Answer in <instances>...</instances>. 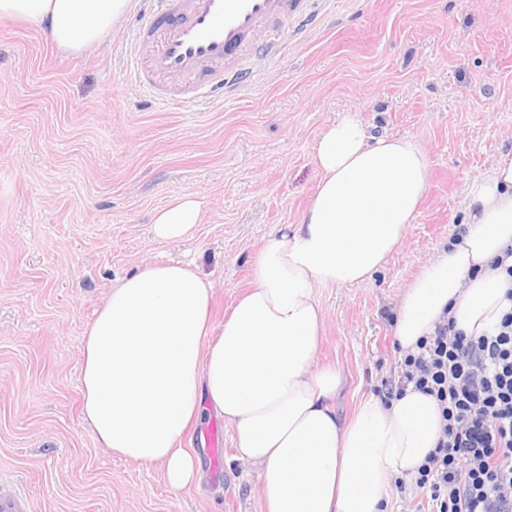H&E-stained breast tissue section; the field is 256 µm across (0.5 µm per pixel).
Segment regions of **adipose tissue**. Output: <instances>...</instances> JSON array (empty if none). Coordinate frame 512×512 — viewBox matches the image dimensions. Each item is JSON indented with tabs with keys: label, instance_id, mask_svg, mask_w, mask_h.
<instances>
[{
	"label": "adipose tissue",
	"instance_id": "ef3b65f1",
	"mask_svg": "<svg viewBox=\"0 0 512 512\" xmlns=\"http://www.w3.org/2000/svg\"><path fill=\"white\" fill-rule=\"evenodd\" d=\"M132 0H0V20L46 26L78 53L100 43ZM320 177L298 223L263 242L253 287L224 322L213 292L179 261L124 277L84 333L83 411L97 440L128 459L162 463L175 490L200 460L183 447L201 408L223 417L237 457L259 475L265 512H385L392 480L416 475L441 415L408 391L336 413L342 378L313 366L324 315L318 285L366 281L401 245L427 192L431 160L413 135L372 136L354 117L331 123L315 147ZM466 231L404 289L395 320L402 348L442 318L478 336L497 324L508 283L490 267L512 246V152L466 186ZM200 204L182 197L156 213L163 240L184 237Z\"/></svg>",
	"mask_w": 512,
	"mask_h": 512
}]
</instances>
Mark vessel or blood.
<instances>
[{"label": "vessel or blood", "instance_id": "obj_1", "mask_svg": "<svg viewBox=\"0 0 512 512\" xmlns=\"http://www.w3.org/2000/svg\"><path fill=\"white\" fill-rule=\"evenodd\" d=\"M306 10L305 0H150L127 76L160 106L207 104L245 85L254 53L275 57L278 33Z\"/></svg>", "mask_w": 512, "mask_h": 512}]
</instances>
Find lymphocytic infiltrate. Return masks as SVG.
Masks as SVG:
<instances>
[{"label": "lymphocytic infiltrate", "mask_w": 512, "mask_h": 512, "mask_svg": "<svg viewBox=\"0 0 512 512\" xmlns=\"http://www.w3.org/2000/svg\"><path fill=\"white\" fill-rule=\"evenodd\" d=\"M399 368L378 397H433L441 435L416 476L395 480L398 492L425 495L430 512H512V311L479 336L436 323Z\"/></svg>", "instance_id": "lymphocytic-infiltrate-1"}]
</instances>
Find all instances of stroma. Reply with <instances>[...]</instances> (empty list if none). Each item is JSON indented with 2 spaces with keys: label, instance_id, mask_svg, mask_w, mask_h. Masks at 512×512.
Masks as SVG:
<instances>
[{
  "label": "stroma",
  "instance_id": "obj_1",
  "mask_svg": "<svg viewBox=\"0 0 512 512\" xmlns=\"http://www.w3.org/2000/svg\"><path fill=\"white\" fill-rule=\"evenodd\" d=\"M142 0L101 43L71 54L30 21L0 20V492L31 512H263L232 435L214 465L203 412L185 438L197 483L100 445L81 409L82 333L112 286L165 259L193 263L222 321L254 259L297 223L319 173L322 130L356 112L375 135L418 137L431 160L420 213L369 280L320 286L317 365L342 376L350 418L398 375L402 291L464 219L468 180L512 149V0H313L275 62H251L239 95L163 111L125 78ZM190 195L201 220L181 241L154 214Z\"/></svg>",
  "mask_w": 512,
  "mask_h": 512
}]
</instances>
